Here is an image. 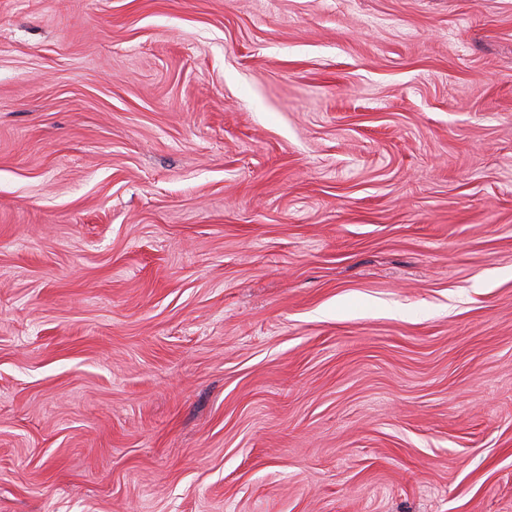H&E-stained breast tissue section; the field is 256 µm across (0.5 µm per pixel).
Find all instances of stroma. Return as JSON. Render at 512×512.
<instances>
[{"mask_svg":"<svg viewBox=\"0 0 512 512\" xmlns=\"http://www.w3.org/2000/svg\"><path fill=\"white\" fill-rule=\"evenodd\" d=\"M0 512H512V0H0Z\"/></svg>","mask_w":512,"mask_h":512,"instance_id":"obj_1","label":"stroma"}]
</instances>
